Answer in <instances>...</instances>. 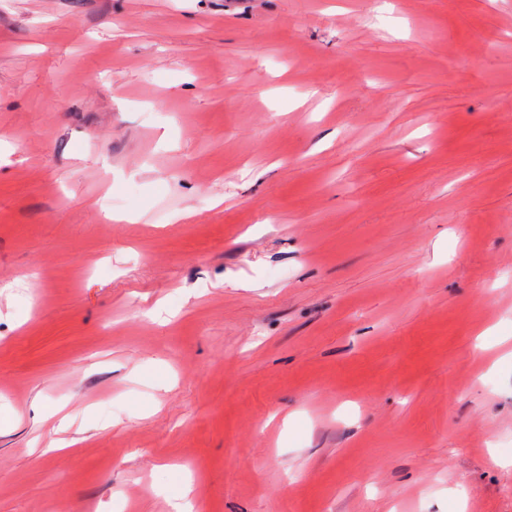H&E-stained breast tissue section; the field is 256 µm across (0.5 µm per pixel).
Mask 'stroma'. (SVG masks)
Masks as SVG:
<instances>
[{
  "mask_svg": "<svg viewBox=\"0 0 512 512\" xmlns=\"http://www.w3.org/2000/svg\"><path fill=\"white\" fill-rule=\"evenodd\" d=\"M390 10L0 0V512H512V0Z\"/></svg>",
  "mask_w": 512,
  "mask_h": 512,
  "instance_id": "1",
  "label": "stroma"
}]
</instances>
